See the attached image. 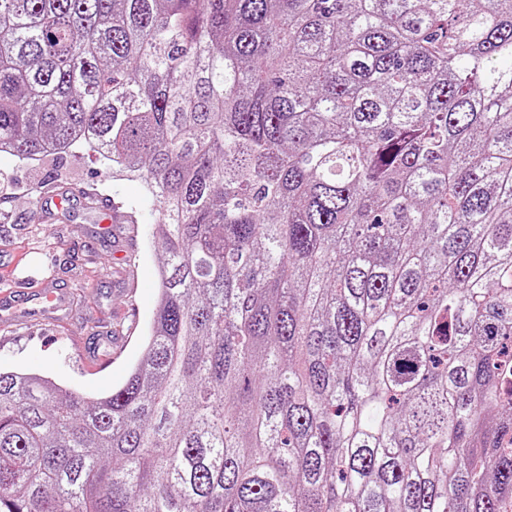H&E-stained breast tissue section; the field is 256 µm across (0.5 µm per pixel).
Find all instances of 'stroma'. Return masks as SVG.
Segmentation results:
<instances>
[{
  "label": "stroma",
  "instance_id": "35a3bbf8",
  "mask_svg": "<svg viewBox=\"0 0 512 512\" xmlns=\"http://www.w3.org/2000/svg\"><path fill=\"white\" fill-rule=\"evenodd\" d=\"M0 297L51 283L62 311L0 319V372L39 373L87 397L127 379L157 300V203L84 151L22 161L0 152ZM58 194L61 207L47 206ZM122 202L105 224L102 200Z\"/></svg>",
  "mask_w": 512,
  "mask_h": 512
}]
</instances>
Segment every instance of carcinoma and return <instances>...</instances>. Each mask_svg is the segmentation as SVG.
I'll list each match as a JSON object with an SVG mask.
<instances>
[{
	"mask_svg": "<svg viewBox=\"0 0 512 512\" xmlns=\"http://www.w3.org/2000/svg\"><path fill=\"white\" fill-rule=\"evenodd\" d=\"M157 202L152 333L0 372V512H512V0H0V149Z\"/></svg>",
	"mask_w": 512,
	"mask_h": 512,
	"instance_id": "cac0c4a2",
	"label": "carcinoma"
}]
</instances>
